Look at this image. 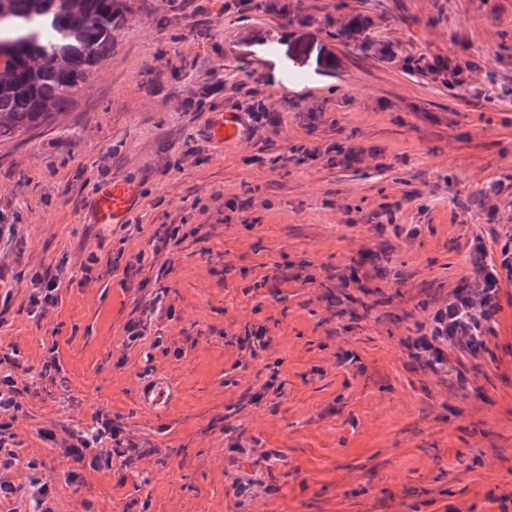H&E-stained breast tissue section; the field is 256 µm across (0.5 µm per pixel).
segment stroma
Returning a JSON list of instances; mask_svg holds the SVG:
<instances>
[{"label":"stroma","instance_id":"35a3bbf8","mask_svg":"<svg viewBox=\"0 0 512 512\" xmlns=\"http://www.w3.org/2000/svg\"><path fill=\"white\" fill-rule=\"evenodd\" d=\"M127 3L72 104L0 142V353L39 385L13 431L55 512H512V0ZM247 88L271 124L209 141ZM332 143L359 161L298 151ZM113 178L138 207L90 223ZM174 221L185 238L154 253ZM477 258L497 288L475 356L431 330ZM59 269V304L32 316L33 274ZM255 325L254 359L236 339ZM155 382L165 406L140 398ZM101 412L149 453L68 483L60 443ZM237 343L240 349H246L255 357L259 351L265 350L269 344L267 329L265 326H254L251 331L246 330L244 337L239 336Z\"/></svg>","mask_w":512,"mask_h":512}]
</instances>
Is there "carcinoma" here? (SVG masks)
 <instances>
[{"instance_id": "obj_1", "label": "carcinoma", "mask_w": 512, "mask_h": 512, "mask_svg": "<svg viewBox=\"0 0 512 512\" xmlns=\"http://www.w3.org/2000/svg\"><path fill=\"white\" fill-rule=\"evenodd\" d=\"M122 0H0V141L31 129L72 101L87 74L112 49L122 24ZM475 280L457 287L460 321L470 335L434 327L435 338L471 353L481 351L492 327L491 308H470L469 293L496 287L491 271L474 266Z\"/></svg>"}]
</instances>
